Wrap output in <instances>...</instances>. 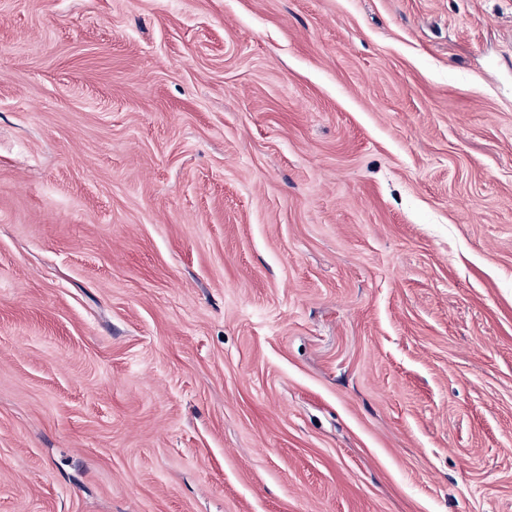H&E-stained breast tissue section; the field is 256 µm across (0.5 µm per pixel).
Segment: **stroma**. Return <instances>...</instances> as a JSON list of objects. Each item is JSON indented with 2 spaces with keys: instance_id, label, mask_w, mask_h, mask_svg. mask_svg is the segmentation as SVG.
I'll return each mask as SVG.
<instances>
[{
  "instance_id": "35a3bbf8",
  "label": "stroma",
  "mask_w": 512,
  "mask_h": 512,
  "mask_svg": "<svg viewBox=\"0 0 512 512\" xmlns=\"http://www.w3.org/2000/svg\"><path fill=\"white\" fill-rule=\"evenodd\" d=\"M0 512H512V0H0Z\"/></svg>"
}]
</instances>
